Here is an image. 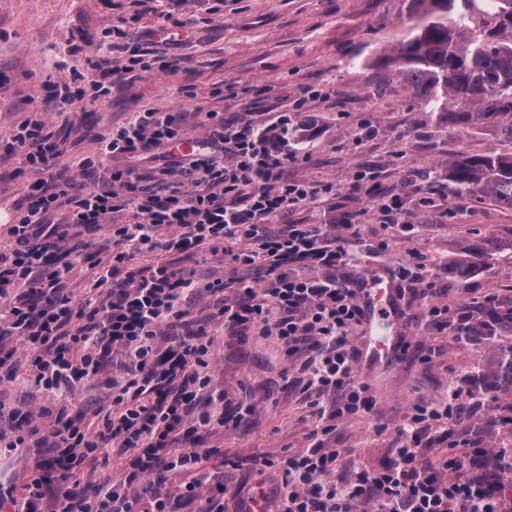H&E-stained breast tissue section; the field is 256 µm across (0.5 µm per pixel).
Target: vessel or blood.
I'll use <instances>...</instances> for the list:
<instances>
[{"mask_svg":"<svg viewBox=\"0 0 512 512\" xmlns=\"http://www.w3.org/2000/svg\"><path fill=\"white\" fill-rule=\"evenodd\" d=\"M361 310L367 342L362 350L363 357L381 362L389 361L397 353L394 337L397 333L401 314L392 300L388 288L370 282L362 285Z\"/></svg>","mask_w":512,"mask_h":512,"instance_id":"b4317fda","label":"vessel or blood"}]
</instances>
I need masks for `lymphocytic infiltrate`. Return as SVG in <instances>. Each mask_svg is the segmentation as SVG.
<instances>
[{
	"label": "lymphocytic infiltrate",
	"instance_id": "f902f5d3",
	"mask_svg": "<svg viewBox=\"0 0 512 512\" xmlns=\"http://www.w3.org/2000/svg\"><path fill=\"white\" fill-rule=\"evenodd\" d=\"M109 49L90 62L89 73H73L54 83V91L73 103L90 91L106 93L107 81L135 69L175 66L134 41ZM114 51L125 54V62L111 59ZM302 106L295 101L259 122H228L223 113L205 112L206 146L187 163H160L146 175L133 167L113 172L106 187L85 193L72 192L71 178L58 170L62 143L42 113L29 112L18 123L11 148L29 182L9 218L10 246L0 250V378H13L23 358L44 391L68 394L96 380L113 404L93 426L79 409L57 411L24 512H171L172 501L160 498L132 509L125 486L161 470L181 471L192 503L210 484L202 462L214 451L203 447V434L228 424V396L212 385L208 331L188 320L194 275L166 263L123 272L134 253L182 254L205 246L223 251L227 262L258 268L263 277L252 283H210L221 297L225 328L256 329L292 354L307 350L297 383L310 416L370 410L369 388L356 373L361 308L347 275L363 258L318 224L267 230L269 218L336 193L330 182L286 177L311 136ZM184 136L177 113L145 106L97 141L103 155L135 159ZM107 225L118 249L94 263L90 281L105 296L74 303L72 267L57 265L48 249L68 242L74 229ZM428 263L427 255L411 251L408 267L395 275L409 283V295L426 300L429 315L444 319L448 307L437 301ZM330 394L341 400L328 412L321 399ZM202 397L208 400L203 410L197 407ZM459 398L453 391L444 401L414 403L392 458L378 469L356 467L337 477L340 453L321 442L278 462L261 458L262 466L282 472L286 493L276 512H512V474L480 472L476 455L443 448ZM110 448L129 455L133 468L123 483L99 487L94 502H86L76 491L75 471Z\"/></svg>",
	"mask_w": 512,
	"mask_h": 512
}]
</instances>
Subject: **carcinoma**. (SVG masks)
Instances as JSON below:
<instances>
[{
  "mask_svg": "<svg viewBox=\"0 0 512 512\" xmlns=\"http://www.w3.org/2000/svg\"><path fill=\"white\" fill-rule=\"evenodd\" d=\"M407 36L392 64L412 84L420 110L444 119L451 132L487 129L512 144V0H412ZM458 194H487L512 207V151L460 152L448 160ZM486 239L466 242L448 278L464 279L489 264ZM512 331V303H476L455 326L468 341ZM512 394V348L502 350L499 379L478 389L492 399Z\"/></svg>",
  "mask_w": 512,
  "mask_h": 512,
  "instance_id": "carcinoma-1",
  "label": "carcinoma"
}]
</instances>
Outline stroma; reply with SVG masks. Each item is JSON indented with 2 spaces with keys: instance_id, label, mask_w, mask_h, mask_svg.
Instances as JSON below:
<instances>
[{
  "instance_id": "35a3bbf8",
  "label": "stroma",
  "mask_w": 512,
  "mask_h": 512,
  "mask_svg": "<svg viewBox=\"0 0 512 512\" xmlns=\"http://www.w3.org/2000/svg\"><path fill=\"white\" fill-rule=\"evenodd\" d=\"M412 0H0V247L10 241L8 215L23 194L20 158L3 149L16 125L32 109L44 113L58 131L64 154L59 167L77 186L95 188L99 178L84 174L86 159H103L106 168L121 170L128 158H101L94 135L123 125L132 112L147 105L186 117L188 137L202 139L195 112L212 109L225 119L264 120L304 99L303 115L314 129L305 148L306 159L288 168L292 179L334 183L336 196L286 212L271 219L278 231L291 223L327 224L349 247L367 254L361 273L377 278L419 250L441 259L431 274L449 319L466 312L473 302L512 297V208L486 197L458 196L448 183L450 154L479 153L493 142L480 130L457 134L417 106L413 87L390 59L407 33ZM134 27L125 21L133 13ZM187 20V27L171 31L168 16ZM126 30L144 47L167 54L175 69L158 68L127 74L108 94L86 97L74 105L55 101L40 90L47 79H64L72 70H86L107 31ZM86 41L83 53L70 56V40ZM324 87L328 98H305L308 87ZM376 127V135L356 150L346 141L358 121ZM375 173L377 190H399L404 180L427 188L433 202L407 204L408 235H391L369 211L365 188L355 185L362 167ZM350 216L353 226L341 224ZM494 240V261L460 283L449 279L446 264L454 263L467 239ZM112 231L102 228L86 234L78 252L53 250L58 264L77 263L74 289L86 283L84 271L97 261L101 246L112 243ZM166 260L193 271L200 288L188 310L193 321L206 325L214 341L208 371L233 403L254 406V413L238 423L215 430L205 445L217 456L205 463L216 482L224 486V512H244L254 494L274 506L285 492L278 468L258 469L255 460L275 461L312 447L318 422L310 417L303 394L292 378L301 355H289L277 342L248 330L225 333L214 320L213 299L207 285L218 277L246 281L257 271L225 264L223 255L197 251L190 257L162 254L134 256L126 267L135 270ZM393 362L358 361L357 376L369 387V413L337 421L325 438L340 453L337 472L354 465L377 467L397 445V427L416 401L444 398L456 388L466 407L461 421H449L448 443L454 448H484L486 468H494L499 449L512 448V397L495 402L478 396L482 375H493L497 350L512 343V335L461 342L440 329L419 302L402 303ZM0 405L38 413L41 431H49L52 414L61 405L53 394L35 388L17 390L0 380ZM129 465L114 453L86 462L76 479L90 493L99 485L120 482ZM34 476L33 458L0 450V512H19ZM185 475L161 471L133 484L130 500L160 494L181 500Z\"/></svg>"
}]
</instances>
